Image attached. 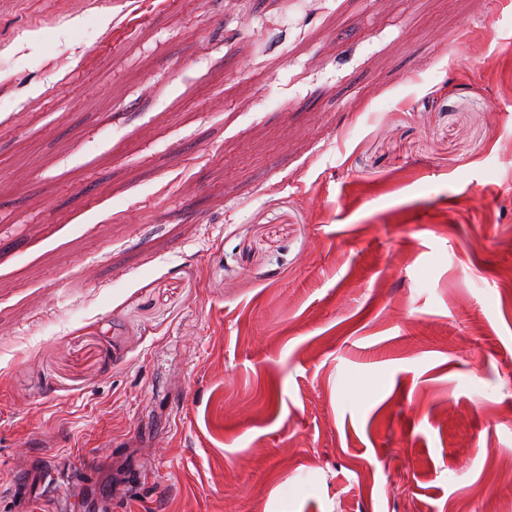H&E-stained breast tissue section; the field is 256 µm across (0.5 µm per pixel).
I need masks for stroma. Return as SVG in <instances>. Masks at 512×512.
Here are the masks:
<instances>
[{
    "instance_id": "1",
    "label": "stroma",
    "mask_w": 512,
    "mask_h": 512,
    "mask_svg": "<svg viewBox=\"0 0 512 512\" xmlns=\"http://www.w3.org/2000/svg\"><path fill=\"white\" fill-rule=\"evenodd\" d=\"M0 512H512V0H0Z\"/></svg>"
}]
</instances>
